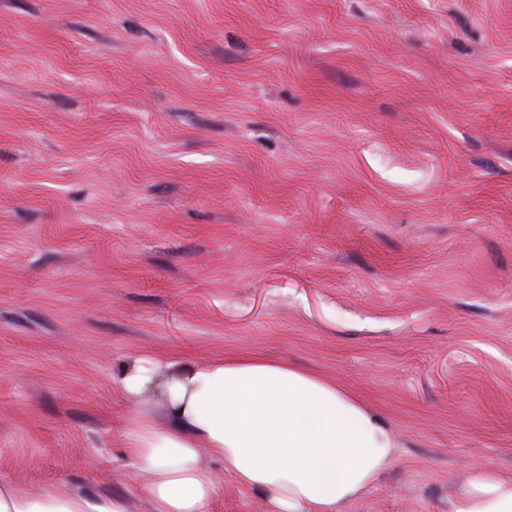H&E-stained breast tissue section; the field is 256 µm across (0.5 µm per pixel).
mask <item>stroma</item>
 Segmentation results:
<instances>
[{
	"label": "stroma",
	"mask_w": 512,
	"mask_h": 512,
	"mask_svg": "<svg viewBox=\"0 0 512 512\" xmlns=\"http://www.w3.org/2000/svg\"><path fill=\"white\" fill-rule=\"evenodd\" d=\"M254 355L392 428L343 512L512 472V0H0V479L148 512L124 366Z\"/></svg>",
	"instance_id": "35a3bbf8"
}]
</instances>
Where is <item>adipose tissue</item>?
<instances>
[{
	"mask_svg": "<svg viewBox=\"0 0 512 512\" xmlns=\"http://www.w3.org/2000/svg\"><path fill=\"white\" fill-rule=\"evenodd\" d=\"M128 402L160 398L134 415L125 452L151 512H209L217 482L202 457L251 490L267 512H340L390 468L394 436L342 388L294 365L259 357L195 362L135 360L119 379ZM449 512H512V474L472 467ZM0 512H130L121 497L75 486L23 490L0 479Z\"/></svg>",
	"mask_w": 512,
	"mask_h": 512,
	"instance_id": "ef3b65f1",
	"label": "adipose tissue"
}]
</instances>
